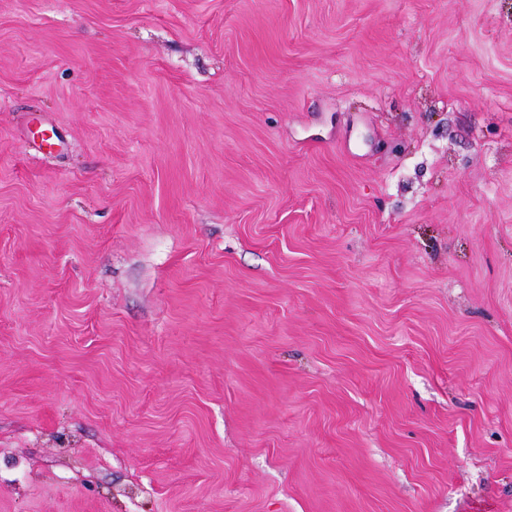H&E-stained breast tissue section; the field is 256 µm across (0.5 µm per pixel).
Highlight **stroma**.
Instances as JSON below:
<instances>
[{"mask_svg":"<svg viewBox=\"0 0 512 512\" xmlns=\"http://www.w3.org/2000/svg\"><path fill=\"white\" fill-rule=\"evenodd\" d=\"M0 512H512V0H0Z\"/></svg>","mask_w":512,"mask_h":512,"instance_id":"35a3bbf8","label":"stroma"}]
</instances>
